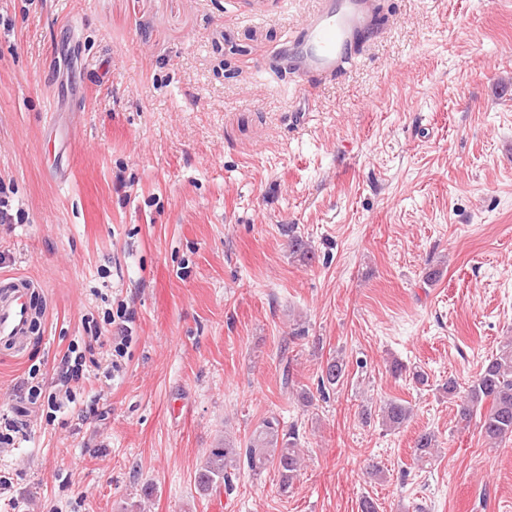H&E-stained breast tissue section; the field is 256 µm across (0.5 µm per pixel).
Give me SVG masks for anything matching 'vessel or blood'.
I'll list each match as a JSON object with an SVG mask.
<instances>
[{
	"label": "vessel or blood",
	"mask_w": 512,
	"mask_h": 512,
	"mask_svg": "<svg viewBox=\"0 0 512 512\" xmlns=\"http://www.w3.org/2000/svg\"><path fill=\"white\" fill-rule=\"evenodd\" d=\"M370 0H317L293 42L290 70L304 76L335 73L354 62V47L371 26ZM42 285L24 274L0 275V349L24 354L36 326L49 316Z\"/></svg>",
	"instance_id": "obj_1"
}]
</instances>
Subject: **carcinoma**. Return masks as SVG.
Returning <instances> with one entry per match:
<instances>
[{"mask_svg": "<svg viewBox=\"0 0 512 512\" xmlns=\"http://www.w3.org/2000/svg\"><path fill=\"white\" fill-rule=\"evenodd\" d=\"M344 361L334 357L321 367L318 390L325 393L336 388L345 377ZM448 398L456 400L457 423L466 428L478 419L480 433L491 445L512 437V339L506 341L495 356L486 360L479 374L464 393L457 382L448 379ZM411 408L401 401L390 400L379 410L383 426L396 429L405 423ZM298 429L283 430L280 421L270 417L258 425L245 443L231 437L218 440L203 456L195 476V486L204 496L231 486L232 477L241 467L255 474L268 470L277 473L279 485L289 488L303 464V450ZM437 438L430 431L420 433L414 444L416 460L430 464L436 454Z\"/></svg>", "mask_w": 512, "mask_h": 512, "instance_id": "carcinoma-1", "label": "carcinoma"}]
</instances>
